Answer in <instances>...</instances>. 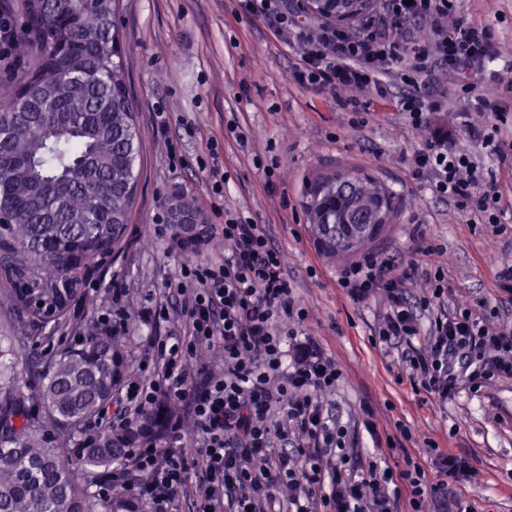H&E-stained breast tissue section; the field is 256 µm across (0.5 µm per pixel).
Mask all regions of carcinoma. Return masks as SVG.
Listing matches in <instances>:
<instances>
[{
  "mask_svg": "<svg viewBox=\"0 0 512 512\" xmlns=\"http://www.w3.org/2000/svg\"><path fill=\"white\" fill-rule=\"evenodd\" d=\"M119 0H25L28 37L17 53L29 66L8 87L0 112V306L16 335L0 336V512H98L96 485L129 449L160 435L172 405L121 426L89 425L131 373L127 343L93 317L73 319L86 285L126 246L137 192L140 132L127 89L114 15ZM336 175L308 186L311 235L327 257L346 256L384 229L370 205L382 196L386 221L395 194L378 181ZM172 220L199 221L177 194ZM353 221L345 227L342 222ZM74 333L77 341L32 360L20 391L17 341L32 329ZM109 512H143L118 492Z\"/></svg>",
  "mask_w": 512,
  "mask_h": 512,
  "instance_id": "carcinoma-1",
  "label": "carcinoma"
}]
</instances>
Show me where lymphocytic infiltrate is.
I'll list each match as a JSON object with an SVG mask.
<instances>
[{
    "instance_id": "f902f5d3",
    "label": "lymphocytic infiltrate",
    "mask_w": 512,
    "mask_h": 512,
    "mask_svg": "<svg viewBox=\"0 0 512 512\" xmlns=\"http://www.w3.org/2000/svg\"><path fill=\"white\" fill-rule=\"evenodd\" d=\"M455 0H381L378 13L352 33L330 24L300 20L286 0H237L240 13L264 16L277 37L298 50L292 77L320 91L366 89L380 95L404 86L396 104L409 124L428 127L443 96L432 86L435 70L453 73L469 106L492 112V121L468 123V139L506 157L498 141L501 112L492 111L486 87L469 72L502 62L512 71L490 27L460 21L449 24ZM416 177H430L432 190L458 206L499 223V193L483 168L464 150L427 138L413 158ZM224 240V258L182 254L178 275L166 287L180 301L182 333L155 338L148 377L133 378L121 400L119 420L168 400L179 414L170 419L162 443L131 449L128 474L115 488L139 498L149 512H176L174 495L195 480L198 512H393L405 501L408 512L425 504H447L442 478L468 471V461L442 452L434 459L436 479L406 461L387 468L377 460L358 464L348 455L347 427L325 408L323 393L335 390L341 373L314 342H301L288 322L306 318L282 268L279 252L260 225L225 212L220 224L198 228V247L215 236ZM407 270L393 275L388 260L361 255L339 279L358 302L385 293L388 305L372 333L374 345L396 351V364L413 385L447 399L459 379L478 387L512 376V327L492 325L469 305L447 308L448 289L435 275L429 291L409 298ZM427 334L423 347L412 339ZM218 345L219 364L198 374L188 367L199 343ZM198 437L196 452L186 450L182 432Z\"/></svg>"
}]
</instances>
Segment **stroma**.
<instances>
[{
  "instance_id": "35a3bbf8",
  "label": "stroma",
  "mask_w": 512,
  "mask_h": 512,
  "mask_svg": "<svg viewBox=\"0 0 512 512\" xmlns=\"http://www.w3.org/2000/svg\"><path fill=\"white\" fill-rule=\"evenodd\" d=\"M454 16L490 26L502 46L512 47V0H458ZM116 22L127 88L138 110L142 177L129 245L72 318L99 316L113 293L123 292L135 368L151 337L180 327L177 316L152 327L138 313L168 305L162 284L182 249L193 246L192 226L170 220L175 194L192 195L204 223L219 221L209 173L197 162L210 143H218L225 208L262 225L280 250L293 294L307 311L300 334L319 343L342 372L323 404L349 422L352 455L368 459L378 440L391 437L396 448L386 455L390 466L410 457L429 472L436 451L456 453L469 459L471 470L448 476V512L461 505L471 512H512V378L492 379L476 391L459 386L445 401L399 380L392 357L371 343L385 296L358 303L340 287V272L351 260H330L316 250L302 208L304 190L316 176L350 171L375 178L399 197L400 210L369 251L401 270L417 266L411 294L425 291L428 275L440 268L449 301H488L493 321L510 325L512 295L502 291L497 274L512 267V160L482 155L501 195L498 230L413 177L410 159L427 132L409 126L394 99L363 91L364 111L349 112L335 96L298 84L291 76L295 50L265 18L239 14L235 0H123ZM436 79L446 96L429 132L445 135L453 148L471 149L460 119L467 103L448 74ZM172 141L186 165L169 166ZM157 223L167 226L160 238L153 230ZM421 235L431 253L420 250ZM366 405L374 412L371 433L362 425Z\"/></svg>"
}]
</instances>
